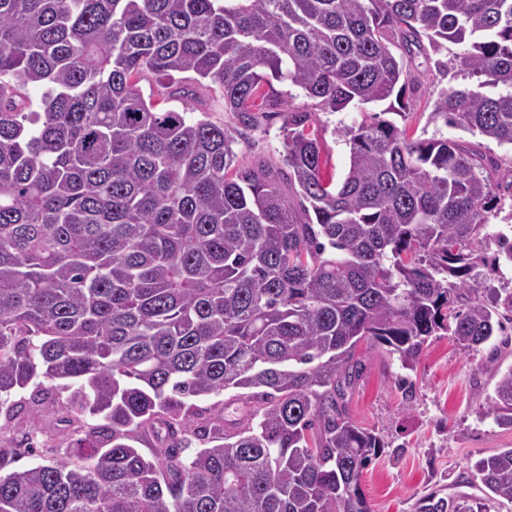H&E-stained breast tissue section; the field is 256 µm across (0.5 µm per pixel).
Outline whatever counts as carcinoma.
Listing matches in <instances>:
<instances>
[{
    "label": "carcinoma",
    "mask_w": 512,
    "mask_h": 512,
    "mask_svg": "<svg viewBox=\"0 0 512 512\" xmlns=\"http://www.w3.org/2000/svg\"><path fill=\"white\" fill-rule=\"evenodd\" d=\"M449 42L476 83L429 122L512 145V0H0V414L29 387L34 406L67 391L56 425L85 449L18 468L32 435L0 444V512H373L361 476L385 441L349 413L356 348L413 371L431 336L491 339L499 301L471 283L512 265V239L489 257L481 235L512 170L502 185L481 144L414 139L391 107L345 130L336 184L312 111H278L279 167L234 145L272 79L323 112L404 111L393 48ZM146 72L173 99L194 94L181 74L218 85L235 123L156 111ZM496 375L512 428V367ZM229 390L237 417L191 428L193 400ZM469 469L484 497L419 512L512 502V448Z\"/></svg>",
    "instance_id": "1"
}]
</instances>
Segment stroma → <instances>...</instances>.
<instances>
[{
    "mask_svg": "<svg viewBox=\"0 0 512 512\" xmlns=\"http://www.w3.org/2000/svg\"><path fill=\"white\" fill-rule=\"evenodd\" d=\"M459 45L409 64L412 80L404 96L405 115L395 123L415 138L435 130L428 117L442 90L467 86L456 58ZM277 83L262 87L257 100L266 113L263 126L249 142L236 145L240 161L276 165L283 152L282 121L273 112V94L285 92ZM322 130L323 169L341 180L349 167L344 128L362 119L359 110L318 112ZM366 369L349 397L353 419L385 440L383 453L361 476L362 489L374 512H417L419 500L482 496L469 466L475 459L512 447V429L499 427L491 414L495 402L496 368L512 367V323L479 346L464 348L451 336L430 337L415 371L401 368L382 350L360 344Z\"/></svg>",
    "mask_w": 512,
    "mask_h": 512,
    "instance_id": "35a3bbf8",
    "label": "stroma"
}]
</instances>
